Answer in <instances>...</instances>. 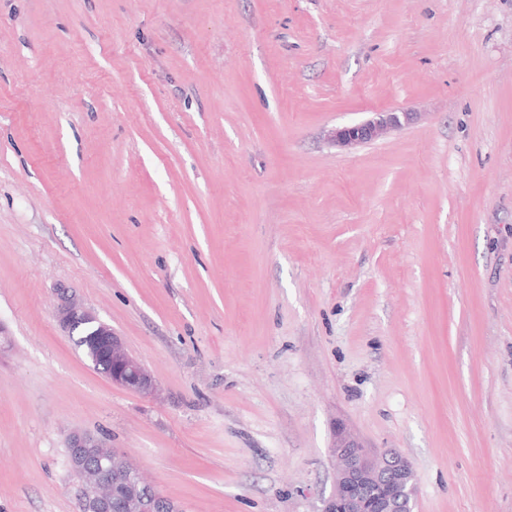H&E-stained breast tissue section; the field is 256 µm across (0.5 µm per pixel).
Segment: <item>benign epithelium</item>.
<instances>
[{"mask_svg":"<svg viewBox=\"0 0 512 512\" xmlns=\"http://www.w3.org/2000/svg\"><path fill=\"white\" fill-rule=\"evenodd\" d=\"M419 117L416 112H377L370 120L330 132L338 147H354L402 129ZM55 318L68 336H101L105 347L87 361L113 384L151 396L156 384L142 364L126 350L112 327L74 295L64 293ZM102 441L74 431L67 439V463L78 482L82 512H112V467L96 462ZM332 453L336 458L334 490L322 512H414L416 485L410 461L392 448H367L344 429L336 430Z\"/></svg>","mask_w":512,"mask_h":512,"instance_id":"obj_1","label":"benign epithelium"}]
</instances>
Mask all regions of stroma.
Listing matches in <instances>:
<instances>
[{"mask_svg": "<svg viewBox=\"0 0 512 512\" xmlns=\"http://www.w3.org/2000/svg\"><path fill=\"white\" fill-rule=\"evenodd\" d=\"M341 427L512 512V0H0V512H78L76 430L182 512H321ZM417 118L416 112H376L370 120L333 129L329 137L338 147H354L400 130ZM55 318L64 333L72 337L80 349L97 352L98 337L105 340V347L98 356L89 355L87 361L94 370L101 372L113 384L127 390L151 396L156 391V384L142 364L126 350L121 339L112 331V327L101 321L97 315L74 295L62 293ZM85 335V336H84ZM101 357L108 362L102 368L97 360ZM114 362V368L112 363Z\"/></svg>", "mask_w": 512, "mask_h": 512, "instance_id": "obj_1", "label": "stroma"}]
</instances>
